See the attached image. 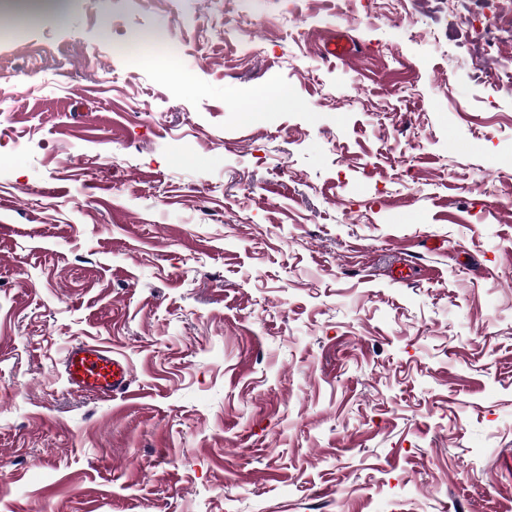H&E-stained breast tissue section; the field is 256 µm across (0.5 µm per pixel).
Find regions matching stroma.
I'll return each instance as SVG.
<instances>
[{"mask_svg": "<svg viewBox=\"0 0 512 512\" xmlns=\"http://www.w3.org/2000/svg\"><path fill=\"white\" fill-rule=\"evenodd\" d=\"M509 18L0 0V512H512ZM67 383L105 401L129 390L128 363L125 358L99 344L69 346L63 356Z\"/></svg>", "mask_w": 512, "mask_h": 512, "instance_id": "stroma-1", "label": "stroma"}]
</instances>
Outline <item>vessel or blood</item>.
Returning <instances> with one entry per match:
<instances>
[{
	"instance_id": "vessel-or-blood-1",
	"label": "vessel or blood",
	"mask_w": 512,
	"mask_h": 512,
	"mask_svg": "<svg viewBox=\"0 0 512 512\" xmlns=\"http://www.w3.org/2000/svg\"><path fill=\"white\" fill-rule=\"evenodd\" d=\"M63 370L71 387L105 401L129 390L126 359L98 344L69 346L63 356Z\"/></svg>"
}]
</instances>
